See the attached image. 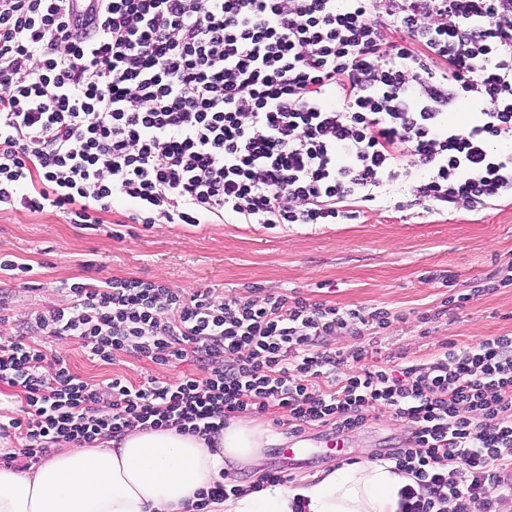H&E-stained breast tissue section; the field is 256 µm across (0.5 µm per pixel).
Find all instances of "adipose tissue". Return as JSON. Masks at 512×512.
Wrapping results in <instances>:
<instances>
[{
	"instance_id": "1",
	"label": "adipose tissue",
	"mask_w": 512,
	"mask_h": 512,
	"mask_svg": "<svg viewBox=\"0 0 512 512\" xmlns=\"http://www.w3.org/2000/svg\"><path fill=\"white\" fill-rule=\"evenodd\" d=\"M267 429L231 421L209 448L201 438L173 430L134 428L116 448H72L39 466L0 464V512H191L225 461L255 459ZM406 475L392 464L365 460L304 477L293 486L264 485L211 503V512H399Z\"/></svg>"
}]
</instances>
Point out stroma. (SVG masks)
<instances>
[{
    "label": "stroma",
    "mask_w": 512,
    "mask_h": 512,
    "mask_svg": "<svg viewBox=\"0 0 512 512\" xmlns=\"http://www.w3.org/2000/svg\"><path fill=\"white\" fill-rule=\"evenodd\" d=\"M409 191L382 189L378 201L365 204L359 217L345 224H170L157 218L152 227L127 222L128 210L115 201L105 213V225L88 229L69 223L52 209L31 212L0 210V255L32 264L29 284L0 280L6 288L7 313L23 322L35 309L65 304L60 285L85 276L94 265V279L114 276L158 278L192 294L211 290L224 299L260 294L297 295L342 307L388 309L389 325L368 322L357 332L318 339L321 348L377 350L394 363L423 364L443 343L473 345L489 336L512 334V287L499 288L472 299L465 308L449 310L431 328L420 316L440 308L449 291L470 292L490 276H504L512 265V201L485 208L441 211L407 206ZM121 222L120 236L111 225ZM447 269L456 274L454 288L427 281L425 274ZM49 353L65 355L75 372L90 381L114 375L139 382L154 377L172 381L196 371L185 362L160 366L132 355L111 364L93 360L78 344L47 339ZM271 429L267 448L252 462L225 461L229 477L242 484L262 470L277 467L273 450L288 435L263 416ZM407 430L391 414L345 433L351 462L378 460L401 442Z\"/></svg>",
    "instance_id": "1"
}]
</instances>
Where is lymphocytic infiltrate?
I'll return each mask as SVG.
<instances>
[{
	"label": "lymphocytic infiltrate",
	"instance_id": "1",
	"mask_svg": "<svg viewBox=\"0 0 512 512\" xmlns=\"http://www.w3.org/2000/svg\"><path fill=\"white\" fill-rule=\"evenodd\" d=\"M0 0V208L131 221L339 224L392 184L416 206L512 199V0ZM466 108L465 124L452 122ZM69 301L0 341V422L27 470L50 449L173 430L214 445L279 413L289 434L343 433L389 412L399 512H496L512 496V335L432 360L366 365L316 336L391 314L298 296L215 300L160 279L64 282ZM110 364L131 354L200 374L91 382L45 338Z\"/></svg>",
	"mask_w": 512,
	"mask_h": 512
}]
</instances>
